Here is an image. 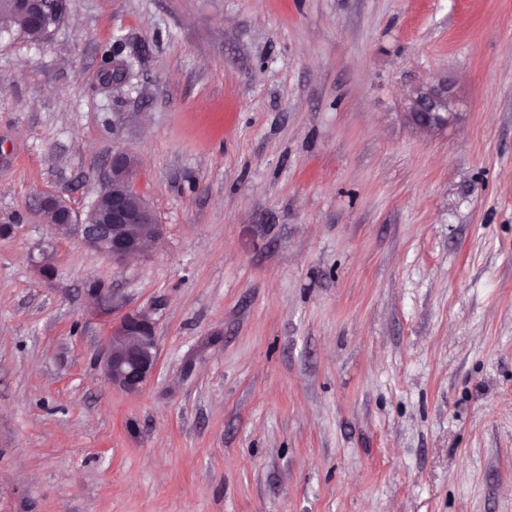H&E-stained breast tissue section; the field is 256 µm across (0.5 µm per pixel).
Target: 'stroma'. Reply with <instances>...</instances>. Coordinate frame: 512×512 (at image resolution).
<instances>
[{
    "label": "stroma",
    "mask_w": 512,
    "mask_h": 512,
    "mask_svg": "<svg viewBox=\"0 0 512 512\" xmlns=\"http://www.w3.org/2000/svg\"><path fill=\"white\" fill-rule=\"evenodd\" d=\"M116 152L162 227L123 264L40 206L86 215ZM140 309L129 395L101 354ZM0 512H512V0H65L0 33ZM13 0H0V19L6 21L7 27L16 28V30L24 35L42 38L45 37L52 26H55L61 20L64 12V0H59L58 14L55 19H42L34 22L30 17L18 12ZM448 102L451 97L447 84L420 83L405 97L404 110L413 125L431 130L448 124V116L452 113L448 112ZM102 360L113 388L137 394L146 387L159 363L156 327L149 311L127 313L113 324Z\"/></svg>",
    "instance_id": "stroma-1"
}]
</instances>
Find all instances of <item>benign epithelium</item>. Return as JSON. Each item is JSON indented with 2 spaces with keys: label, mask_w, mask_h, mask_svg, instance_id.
Wrapping results in <instances>:
<instances>
[{
  "label": "benign epithelium",
  "mask_w": 512,
  "mask_h": 512,
  "mask_svg": "<svg viewBox=\"0 0 512 512\" xmlns=\"http://www.w3.org/2000/svg\"><path fill=\"white\" fill-rule=\"evenodd\" d=\"M450 101L448 85L420 83L405 97L404 110L413 125L431 130L448 125ZM135 177L130 156H112L103 187L83 220L70 210L56 209V200L45 198L43 208L53 215L55 234H76L85 245L115 262L152 252L161 238V226L143 199H133ZM102 360L104 375L112 387L128 394L141 392L159 363L156 327L150 312H130L113 324Z\"/></svg>",
  "instance_id": "benign-epithelium-1"
}]
</instances>
